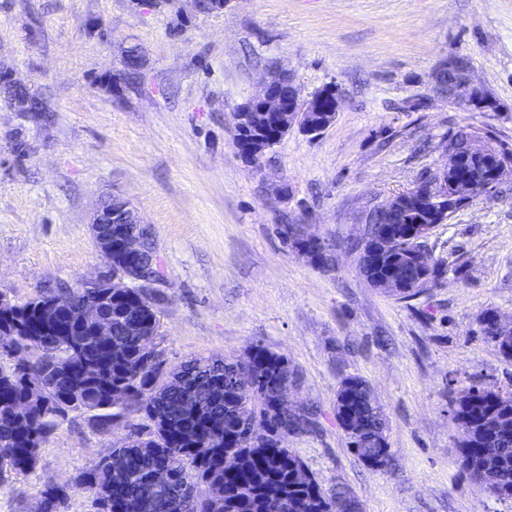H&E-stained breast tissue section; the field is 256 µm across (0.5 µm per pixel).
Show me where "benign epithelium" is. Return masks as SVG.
<instances>
[{
  "label": "benign epithelium",
  "mask_w": 512,
  "mask_h": 512,
  "mask_svg": "<svg viewBox=\"0 0 512 512\" xmlns=\"http://www.w3.org/2000/svg\"><path fill=\"white\" fill-rule=\"evenodd\" d=\"M452 65L445 64L439 74H448L447 82L437 80L436 89L469 105L485 108L492 105L490 97L471 86V78L453 76ZM1 84L10 86L12 106L20 112H31L27 91L29 85L10 75L0 77ZM341 100L334 88L323 89L307 98L289 80L273 78L261 91L237 107L233 113L236 140L244 144V158L255 164L276 141L293 129L317 137L336 120ZM441 150L446 158L443 167L418 180L409 190L387 199L373 209L366 223L390 224L395 214L408 211L413 222L403 228H386L378 234L364 232L358 253L357 267L369 265L382 270L376 277L380 288L393 294L410 293L419 288L431 272L425 242L432 230L448 221V213L466 204L482 190L499 188L512 180V150L500 147L482 133L472 138L468 148H461L453 135H448ZM140 223L131 204L118 196L105 200L92 216L93 237L98 250L109 261V274L85 288H125L132 285L149 296V289L159 280L157 260L143 261L144 239L134 233L121 235L120 224ZM304 241V253L321 266L330 263L327 247L320 239L298 230ZM112 303L106 295L99 302L85 303L77 309L81 318L95 325L97 334L107 338L112 334V316L107 309Z\"/></svg>",
  "instance_id": "benign-epithelium-1"
}]
</instances>
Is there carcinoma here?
Wrapping results in <instances>:
<instances>
[{"label":"carcinoma","mask_w":512,"mask_h":512,"mask_svg":"<svg viewBox=\"0 0 512 512\" xmlns=\"http://www.w3.org/2000/svg\"><path fill=\"white\" fill-rule=\"evenodd\" d=\"M56 292L48 289L26 301L17 317L39 329L32 337L37 355L22 362L0 363V478L35 467L42 444L68 411L96 412L95 425L109 426L112 389L126 392V409L148 421L135 440L118 447L84 471L79 488L92 496L98 512H186L185 502L200 484L209 487L198 496L196 512H267L274 500L286 512H344L349 491L338 485L328 491L317 480L299 483L295 471L300 457L280 444L282 433L311 425L310 412L285 417L277 407L281 391L292 387L295 372L288 359L262 346L237 359H191L168 369L165 361L145 363L139 355L134 328L150 330L158 322L154 306L141 299L140 289L127 288L112 303V336L103 341L93 326L75 327L70 309L47 308ZM256 371V385L241 393L228 377ZM336 392V417L351 413L366 422L349 442L362 461L385 456L382 435L386 421L370 385L358 377ZM43 395L31 397L30 385ZM27 404V411L16 412ZM452 419L474 429L475 460L468 472L478 485L481 472L495 468L512 485V391L497 397L488 393L480 405L456 396ZM250 429L261 432L245 438ZM167 469L175 481L160 486L155 473ZM68 497L62 486L44 490L42 512H60Z\"/></svg>","instance_id":"cac0c4a2"}]
</instances>
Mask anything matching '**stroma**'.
Masks as SVG:
<instances>
[{
	"label": "stroma",
	"mask_w": 512,
	"mask_h": 512,
	"mask_svg": "<svg viewBox=\"0 0 512 512\" xmlns=\"http://www.w3.org/2000/svg\"><path fill=\"white\" fill-rule=\"evenodd\" d=\"M451 59L492 108L437 93ZM1 68L48 109L0 105V298L106 272L90 219L121 196L159 257L167 366L261 343L297 374L290 399L315 423L286 444L323 488H348L364 512H512L469 478L450 416L470 385L512 390V359L479 324L489 310L512 320V182L433 230L442 273L413 299L370 286L355 250L374 207L443 164L448 133L512 142V0H226L205 14L192 0H0ZM282 72L306 97L335 86L342 107L322 135L292 131L248 163L232 115ZM283 224L328 244L333 268L283 244ZM348 376L388 419V470L360 461L336 418ZM144 423L99 430L93 413H69L34 469L0 482V512H38L53 484L72 487L62 512H95L76 482Z\"/></svg>",
	"instance_id": "1"
}]
</instances>
